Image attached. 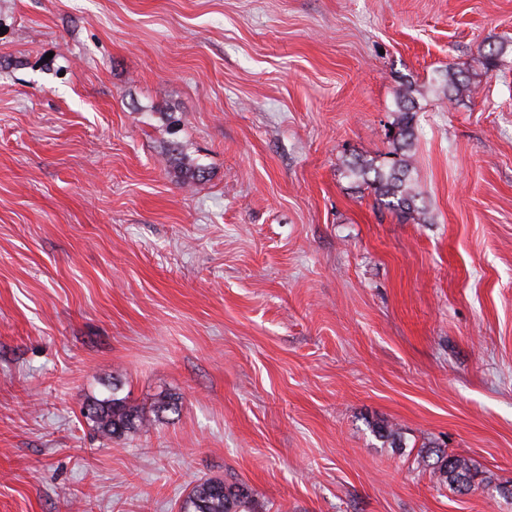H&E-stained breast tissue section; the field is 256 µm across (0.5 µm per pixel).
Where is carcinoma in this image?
<instances>
[{
	"label": "carcinoma",
	"instance_id": "cac0c4a2",
	"mask_svg": "<svg viewBox=\"0 0 512 512\" xmlns=\"http://www.w3.org/2000/svg\"><path fill=\"white\" fill-rule=\"evenodd\" d=\"M416 89L407 84L399 95V116L393 123V141L397 147L389 153L390 159L379 162L374 158L360 156L348 163V177L370 189L387 208L400 216L421 224L427 219L425 207L417 205L420 192L411 154L414 127L413 112L416 108ZM183 180L199 181L207 176L206 168L190 162H181ZM119 388L112 385V392L104 398H90L84 410L94 430L103 438L120 439L140 430L142 418L137 406L126 397L118 396ZM431 474L441 483L460 487L463 481H476L481 472L465 458L435 453ZM180 512H252L250 493L244 487L228 485L222 480L205 479L196 483L181 504Z\"/></svg>",
	"mask_w": 512,
	"mask_h": 512
}]
</instances>
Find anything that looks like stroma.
Returning <instances> with one entry per match:
<instances>
[{"label":"stroma","instance_id":"1","mask_svg":"<svg viewBox=\"0 0 512 512\" xmlns=\"http://www.w3.org/2000/svg\"><path fill=\"white\" fill-rule=\"evenodd\" d=\"M407 80L427 224L344 175ZM115 383L148 425L110 441L81 410ZM209 478L254 512H512V0H0V512ZM435 452L431 454L436 456V460L428 466H431V474L438 482L455 486L460 491L462 481H474L475 484L481 475V472L465 458L441 450Z\"/></svg>","mask_w":512,"mask_h":512}]
</instances>
